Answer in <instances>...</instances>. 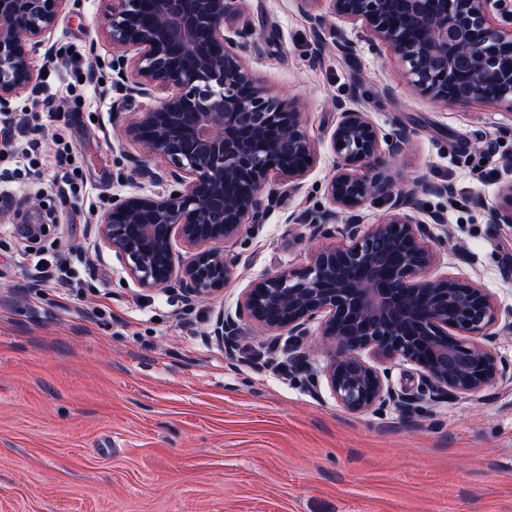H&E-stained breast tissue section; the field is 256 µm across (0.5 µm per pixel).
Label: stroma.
<instances>
[{"label":"stroma","mask_w":512,"mask_h":512,"mask_svg":"<svg viewBox=\"0 0 512 512\" xmlns=\"http://www.w3.org/2000/svg\"><path fill=\"white\" fill-rule=\"evenodd\" d=\"M247 6L264 48L250 65L270 95L299 103L320 162L264 223L228 243L237 280L205 300L128 281L95 232L113 196L139 190L121 129L125 113L150 105L112 83V0H66L33 57L39 77L8 116L15 141L39 140L42 157L18 179L47 205L51 229L38 251L65 259L76 277L32 281L16 232L28 216L14 203L0 222V512H512L511 379L474 395H425L408 416L391 406L353 414L326 381H311L325 352L290 372L310 337L295 344L244 321L228 353L212 336L246 284L306 264L322 245L311 220L330 207L328 103L341 98L383 135L408 132L393 190L447 216L433 227L441 269L495 295L507 327L494 347L512 366V224L486 217L512 166V116L493 104L431 102L397 78L386 48L361 44L345 57L320 46L292 0ZM86 77L92 89L80 87ZM62 142L74 154L60 166ZM488 150L498 172L482 181ZM74 170L77 191L60 198ZM417 177L454 193L426 192Z\"/></svg>","instance_id":"stroma-1"}]
</instances>
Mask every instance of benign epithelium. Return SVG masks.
<instances>
[{
    "instance_id": "7a95c632",
    "label": "benign epithelium",
    "mask_w": 512,
    "mask_h": 512,
    "mask_svg": "<svg viewBox=\"0 0 512 512\" xmlns=\"http://www.w3.org/2000/svg\"><path fill=\"white\" fill-rule=\"evenodd\" d=\"M246 0H112L108 36L117 54L115 85L153 104L131 112L123 138L138 146L132 180L164 190L114 196L97 218L99 240L128 277L146 289L175 285L198 301L235 280L226 244L248 224H262L281 192L302 187L320 157L302 125L298 106L260 84L249 59L262 52L249 24L229 18ZM294 0L312 27H325L316 5ZM331 13L350 36L340 53L358 44L387 47L400 77L437 102L473 101L512 111V19L492 23L502 0H329ZM65 0H0V112L34 82L31 56L56 27ZM131 49L128 57L122 51ZM333 174L326 194L331 209L315 229L339 213L354 214L376 198L388 200L373 225L352 219L338 229L339 245L312 253L301 267L250 282L235 312L217 317L212 336L229 345L238 322L306 336L317 325L329 359L327 385L344 409L367 412L387 405L410 413L425 393L474 394L506 377L491 346L501 310L477 279L441 264L431 225L409 196L392 197L387 171L408 133L389 139L368 113L343 99L332 101ZM166 162L157 172L150 161ZM488 222L512 224V178L488 207ZM180 242L187 250L175 249ZM380 361L416 367L418 390H397Z\"/></svg>"
}]
</instances>
